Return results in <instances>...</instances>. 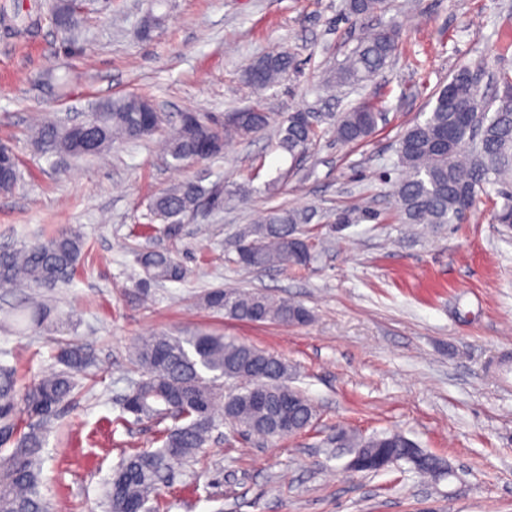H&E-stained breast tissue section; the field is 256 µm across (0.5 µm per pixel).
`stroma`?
Listing matches in <instances>:
<instances>
[{
  "label": "stroma",
  "mask_w": 512,
  "mask_h": 512,
  "mask_svg": "<svg viewBox=\"0 0 512 512\" xmlns=\"http://www.w3.org/2000/svg\"><path fill=\"white\" fill-rule=\"evenodd\" d=\"M400 23L399 48L375 80L321 88L355 47L362 26L345 0H96L78 18L77 42L49 22L19 35L0 25V142L20 160L21 178L0 195V247L80 229L89 249L76 273L44 299L57 325L24 335L8 326L22 288H0V362L19 384L61 370L69 340L93 359L79 389L46 433L41 491L63 512H103L107 477L123 454L157 448L159 426L123 415L140 374L139 337L209 331L273 353L292 386L316 406L312 426L284 438H244L226 423L190 467L159 491L164 512H512V381L489 375V358L512 352V228L493 223L481 200L468 221L442 227L399 223L392 170L403 130L461 67L481 72L486 101L497 75L512 74V0H388L372 25ZM284 48L298 72L255 95L242 72ZM134 94L166 117L155 137L119 140L104 158L48 163L34 150L35 121L84 112L95 98ZM381 105L384 119L360 144L338 143L321 125L300 163L276 149V131L235 139L217 157L182 168L159 153L183 113L226 115L252 107L345 112ZM288 182L270 191L278 173ZM186 178L203 201L177 236L146 208L149 196ZM365 201L378 220L305 225L317 254L302 268L247 269L228 260L230 243L258 211L287 205L340 210ZM169 250L188 269L141 295L137 252ZM214 288L295 300L303 325L251 324L204 308ZM344 428L368 437L396 430L447 460L452 476L422 479L408 464L355 472Z\"/></svg>",
  "instance_id": "35a3bbf8"
}]
</instances>
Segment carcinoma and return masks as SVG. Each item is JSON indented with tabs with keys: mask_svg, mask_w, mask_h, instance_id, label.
Returning a JSON list of instances; mask_svg holds the SVG:
<instances>
[{
	"mask_svg": "<svg viewBox=\"0 0 512 512\" xmlns=\"http://www.w3.org/2000/svg\"><path fill=\"white\" fill-rule=\"evenodd\" d=\"M355 19L385 11L386 0H348ZM49 19L62 21L60 32L76 30L72 0H56ZM398 51L396 23L370 29L359 45L334 72L326 89L358 85L381 74ZM297 70L295 56L280 50L256 58L243 72L244 82L255 91L281 83ZM469 68L458 69L434 94L429 115L408 126L397 149L395 205L403 224H458L475 207L479 195L491 189L503 199L494 209V221L512 227V76L502 75V95L490 110L480 92H472ZM146 99L136 95L99 98L88 106L93 142L86 146L84 128L44 121L31 133L35 151L46 159L102 156L117 139L137 140L154 136L164 122L160 112H145ZM382 113L362 103L347 112L322 113L334 128L336 141L351 144L365 141L375 131ZM270 114L252 108L231 115L221 125L199 118L193 131L179 127L164 144L174 165L184 166L221 153L216 144L233 138L261 135ZM319 136L314 115L301 110L286 113L279 127L277 148L291 157L302 156ZM4 177L0 193L12 192L19 179L18 160L12 148L0 143ZM209 190L200 181L187 178L155 195L148 204L153 220L164 225L169 235L178 233L183 217L194 211ZM316 216L313 209L271 208L256 223L245 227L231 248L235 262L243 267L306 266L313 261L301 226ZM377 213L366 207H348L336 213V223L374 221ZM83 233L69 228L43 240L15 248H0V288L22 285L53 288L69 278L86 249ZM137 262L144 277L137 288L179 281L187 268L169 251L148 250ZM204 307L235 320L250 323L303 324L310 311L302 304L275 301L259 292L216 288L201 297ZM53 312L32 297L16 310L13 322L23 332L53 323ZM142 378L125 396L122 410L138 419L172 425L160 432L161 446L125 456L113 469L103 491L104 512H160V503L148 506L158 495L160 482L177 466L197 458L213 430L227 421L247 435L266 438L273 410L256 403L250 390L267 375L279 378L288 394L294 428L306 429L316 418L313 403L289 384L288 364L281 358L230 337L207 332L192 336L162 333L140 339L134 349ZM66 369L20 388L8 364H0V512H54L41 492V464L45 430L60 405L76 389L73 371L91 363L84 347L75 340L62 353ZM239 387L226 394L224 381ZM350 447L364 454L386 452L391 462L405 461L424 476L439 477L444 460L422 450L402 434L385 431L370 437L340 432ZM13 448L7 450L5 446Z\"/></svg>",
	"mask_w": 512,
	"mask_h": 512,
	"instance_id": "cac0c4a2",
	"label": "carcinoma"
}]
</instances>
